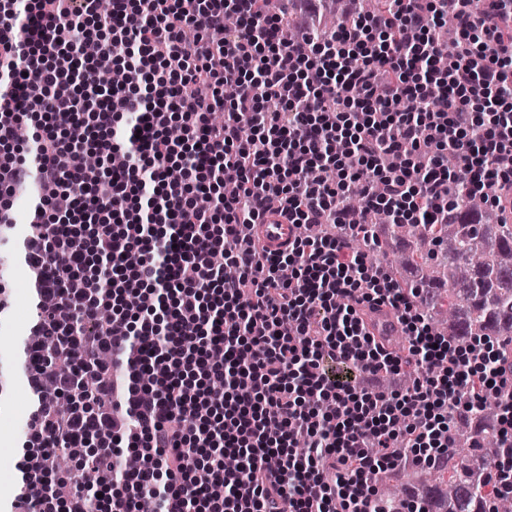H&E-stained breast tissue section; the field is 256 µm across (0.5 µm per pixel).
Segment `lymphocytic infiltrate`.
Wrapping results in <instances>:
<instances>
[{
    "mask_svg": "<svg viewBox=\"0 0 512 512\" xmlns=\"http://www.w3.org/2000/svg\"><path fill=\"white\" fill-rule=\"evenodd\" d=\"M277 2L0 0V226L16 191L37 198L19 242L36 454L13 512H89L76 475L52 476L89 439L77 470L108 512H378L372 475L447 458L467 385L503 397L512 442L499 341L436 334L354 246L376 243L371 213L450 224L458 193L496 210L512 194V0H384L312 38ZM87 40L122 81L56 94L92 80ZM87 144L128 162L99 175L76 159ZM357 183L363 207H344ZM269 213L300 229L277 256L253 233ZM366 306L393 313L406 353ZM410 368L409 389L381 387ZM363 318L369 329L380 341L381 336H389L391 329L390 322L394 321V316L388 312L386 308L373 311L366 309L363 312Z\"/></svg>",
    "mask_w": 512,
    "mask_h": 512,
    "instance_id": "obj_1",
    "label": "lymphocytic infiltrate"
}]
</instances>
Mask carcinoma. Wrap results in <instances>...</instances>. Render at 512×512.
<instances>
[{
  "label": "carcinoma",
  "instance_id": "cac0c4a2",
  "mask_svg": "<svg viewBox=\"0 0 512 512\" xmlns=\"http://www.w3.org/2000/svg\"><path fill=\"white\" fill-rule=\"evenodd\" d=\"M323 28L344 21L336 4L322 5ZM85 51L97 63L99 79L115 78L112 60L97 54L89 43ZM461 216L481 215L479 224H388L387 239L411 249V254L382 252L389 274L415 264V275L403 281L414 290L432 328L461 343L492 335L502 341L503 358H512V225L503 215L483 207L471 196L460 199ZM501 398L494 395L476 403L473 414L456 418L451 426L455 452L431 467L388 468L374 478L378 496L396 506L415 487L437 492L448 474L449 512H484L487 477L500 469L505 441L496 429Z\"/></svg>",
  "mask_w": 512,
  "mask_h": 512
}]
</instances>
